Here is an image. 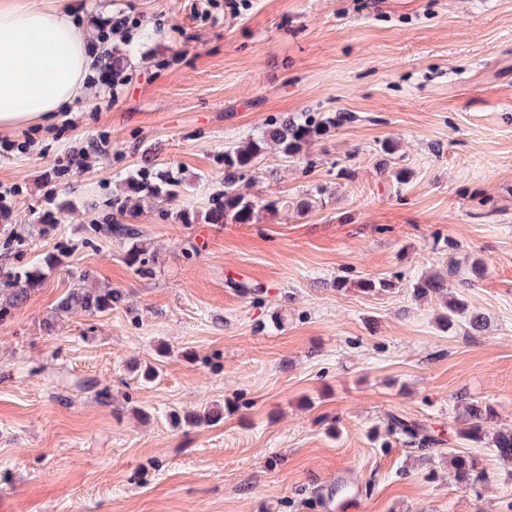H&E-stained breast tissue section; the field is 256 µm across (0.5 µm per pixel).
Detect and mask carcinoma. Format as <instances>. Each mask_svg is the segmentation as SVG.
I'll list each match as a JSON object with an SVG mask.
<instances>
[{
	"mask_svg": "<svg viewBox=\"0 0 512 512\" xmlns=\"http://www.w3.org/2000/svg\"><path fill=\"white\" fill-rule=\"evenodd\" d=\"M350 120L346 112L318 117L311 112L272 124L268 137L250 138L239 145L224 147L220 156L224 164V189L212 194L205 220L209 224H250L258 211L277 212L288 207V198L277 197L263 199L244 192L241 183L251 182L253 172L259 165L265 152V142L272 140L280 156L284 159H298L304 148L314 139L326 134L329 129L343 125ZM191 189L186 179L178 176L170 168H156L147 164L129 175L125 198L112 200V217L110 224H91L87 232L92 237L103 233L115 237L125 247V259L135 272L148 277L155 273L157 255L146 247L140 239L137 228L123 222V218L132 212L131 202L148 200L153 204L169 206L177 198ZM3 250L6 257L15 259L14 263L0 264V324L12 317L13 310L24 303L31 291L44 279L54 273L60 265L59 253L64 251V244H59L58 252H48L35 260L23 261L26 239L14 231V226L3 225ZM485 262L480 256H472L466 266L450 260L443 272L423 276L411 284L416 298L439 295L445 298L443 312L439 316L442 329L454 332L465 328L481 331L484 328L482 316L468 312V304L458 288H469L482 278ZM94 278L91 270H83L78 275L77 287L69 289L58 301L56 316L83 312L97 316L110 312L122 305L124 294L112 288H85L83 284ZM357 286L367 294H382L396 287L394 278H361ZM224 419V407L215 405L204 413L187 418L192 424L206 423L215 425ZM494 413L490 406L470 403L464 413L455 417L448 427H437L422 419L408 418L397 413L386 415L385 433L381 447L386 448L390 440H395L408 449L409 455L431 460L429 450L449 447L448 462L454 469L457 487L480 494V489L491 480L479 459L460 454L455 446L485 444L494 449L495 456L512 462V429L490 427Z\"/></svg>",
	"mask_w": 512,
	"mask_h": 512,
	"instance_id": "carcinoma-1",
	"label": "carcinoma"
}]
</instances>
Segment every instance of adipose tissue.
<instances>
[{
    "instance_id": "ef3b65f1",
    "label": "adipose tissue",
    "mask_w": 512,
    "mask_h": 512,
    "mask_svg": "<svg viewBox=\"0 0 512 512\" xmlns=\"http://www.w3.org/2000/svg\"><path fill=\"white\" fill-rule=\"evenodd\" d=\"M91 64L68 11L52 0H0V130L39 124L61 111Z\"/></svg>"
}]
</instances>
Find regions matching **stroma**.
<instances>
[{
    "mask_svg": "<svg viewBox=\"0 0 512 512\" xmlns=\"http://www.w3.org/2000/svg\"><path fill=\"white\" fill-rule=\"evenodd\" d=\"M67 4L90 46L100 17L121 10L139 25L109 44L123 85L80 91L49 123L8 133L26 148L0 155L13 223L36 251L67 246L0 325V512H345L343 482L360 512H512V465L491 449H467L493 476L477 495L457 487L447 456L419 460L375 437L387 413L442 424L472 401L512 427V0ZM303 112L351 120L305 147L313 168L268 148L247 190L289 207L206 223L225 143ZM102 136L107 152L63 170L71 148ZM386 140L403 185L380 168ZM149 161L192 189L164 212L137 204L160 262L143 278L120 241L84 239ZM44 224L57 235L41 236ZM475 253L485 274L464 297L487 329L446 332L442 302L410 284ZM85 269L126 305L45 332ZM395 272L390 293L356 285ZM145 365L156 379H141ZM224 403L218 424L177 419Z\"/></svg>",
    "mask_w": 512,
    "mask_h": 512,
    "instance_id": "1",
    "label": "stroma"
}]
</instances>
